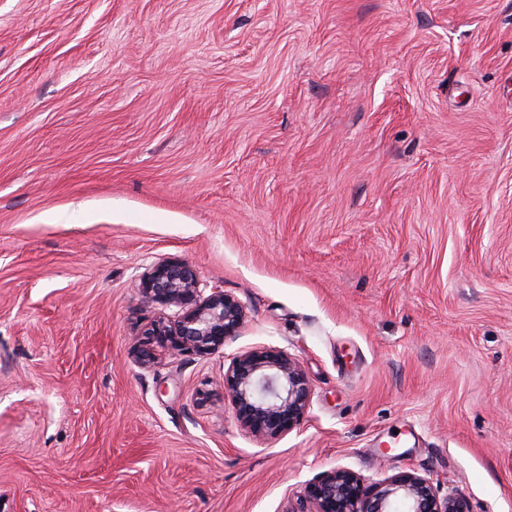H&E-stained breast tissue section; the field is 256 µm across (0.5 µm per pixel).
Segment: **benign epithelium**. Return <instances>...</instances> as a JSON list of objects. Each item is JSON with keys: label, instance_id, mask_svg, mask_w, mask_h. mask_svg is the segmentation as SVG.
I'll return each instance as SVG.
<instances>
[{"label": "benign epithelium", "instance_id": "1", "mask_svg": "<svg viewBox=\"0 0 512 512\" xmlns=\"http://www.w3.org/2000/svg\"><path fill=\"white\" fill-rule=\"evenodd\" d=\"M142 302L159 312L143 328L135 350L149 368L156 352L171 357L206 356L240 335L247 306L240 298L208 284L182 259L154 264L139 278ZM311 385L297 358L286 348L262 347L235 354L224 372V394L240 428L257 440L275 438L298 425L308 412ZM285 512H471L462 497L440 496L433 481L417 472L391 476L367 486L361 475L337 469L310 482L298 506Z\"/></svg>", "mask_w": 512, "mask_h": 512}]
</instances>
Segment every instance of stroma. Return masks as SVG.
Masks as SVG:
<instances>
[{"label":"stroma","instance_id":"35a3bbf8","mask_svg":"<svg viewBox=\"0 0 512 512\" xmlns=\"http://www.w3.org/2000/svg\"><path fill=\"white\" fill-rule=\"evenodd\" d=\"M169 258L248 317L146 369ZM262 346L312 399L260 441L224 372ZM334 469L512 512V0H0V512H284Z\"/></svg>","mask_w":512,"mask_h":512}]
</instances>
